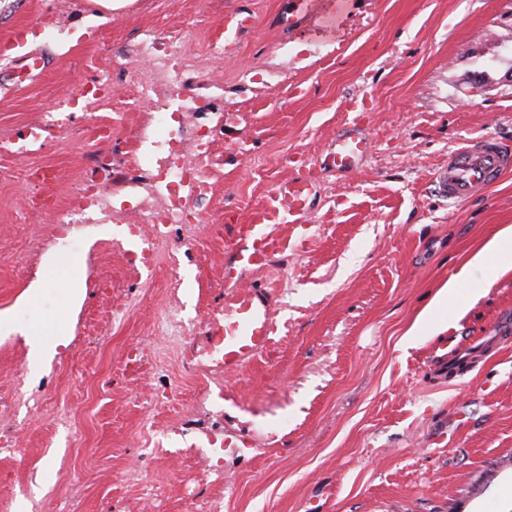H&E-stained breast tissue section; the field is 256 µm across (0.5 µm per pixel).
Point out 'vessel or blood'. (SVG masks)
<instances>
[{
  "mask_svg": "<svg viewBox=\"0 0 512 512\" xmlns=\"http://www.w3.org/2000/svg\"><path fill=\"white\" fill-rule=\"evenodd\" d=\"M369 152L366 131L337 137L323 164L344 172L357 171ZM512 170V150L497 138L484 136L464 143L448 156L435 174L439 193L449 202L461 203L485 190L503 173ZM316 196V182L309 177L288 178L268 192L248 217L234 210L224 212L230 236L226 247L222 283L224 293L218 312L224 318V373L232 376L272 347L276 333L275 285L255 281L272 259L295 251L298 240L282 235L285 227L306 224Z\"/></svg>",
  "mask_w": 512,
  "mask_h": 512,
  "instance_id": "vessel-or-blood-1",
  "label": "vessel or blood"
}]
</instances>
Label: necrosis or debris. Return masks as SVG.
<instances>
[{"mask_svg": "<svg viewBox=\"0 0 512 512\" xmlns=\"http://www.w3.org/2000/svg\"><path fill=\"white\" fill-rule=\"evenodd\" d=\"M83 68L89 80L60 98L57 111L41 115L22 133L0 142L2 178L31 148L65 139L73 113L88 112L96 119V135L81 156L80 179L65 195L67 201L55 211L52 223L28 243L27 274L35 276L44 259L69 253L74 270L86 272V287H98L97 273L85 269L84 244L121 251L110 230L134 223L138 235L151 238L152 262L167 265V303L159 328L185 338L184 371L212 376L214 386L207 398L220 403L224 344L208 334L202 343L193 341L195 327L185 325L178 311L181 262L166 246L176 233L184 251L192 252L201 232L202 207L213 201L223 176L224 155L218 147L224 132L221 86L193 63L181 32L163 39L150 27L142 28L134 55L109 67L89 56ZM117 82L125 88L119 101L112 96ZM116 112L128 119L125 139L136 142V152L123 150V139L113 137ZM53 395L50 383L28 387L19 372L0 385V457L23 458L26 441L19 413L41 414L50 408Z\"/></svg>", "mask_w": 512, "mask_h": 512, "instance_id": "obj_1", "label": "necrosis or debris"}]
</instances>
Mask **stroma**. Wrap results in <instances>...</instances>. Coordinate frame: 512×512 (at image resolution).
<instances>
[{
    "label": "stroma",
    "mask_w": 512,
    "mask_h": 512,
    "mask_svg": "<svg viewBox=\"0 0 512 512\" xmlns=\"http://www.w3.org/2000/svg\"><path fill=\"white\" fill-rule=\"evenodd\" d=\"M332 3L311 0L293 22L289 0H69L68 42L27 44L45 59L41 74L20 88L0 64V129L13 130L85 81L81 57L132 53L146 26L162 37L183 30L199 67L222 80L224 108L239 118L224 129L217 200L182 261L188 315L219 300L224 209L247 215L290 176L288 154L312 160L317 178L309 244L267 272L278 286L275 342L229 377L236 404L224 414L204 398L207 379L183 372L182 342L151 333L165 267L138 283L124 259L103 257L111 294L75 300L79 279L60 257L29 291L23 258L38 222L26 213L27 174L75 182L94 117L75 113L68 139L0 179V373L19 365L30 384L52 378L79 431L67 440L48 413L25 421L28 462L0 461V512H49L75 494L82 512H199L218 496L224 512H512V272L488 287L473 269L438 337L405 340L448 279L512 225V172L461 204L434 181L469 138L512 145V0H348L336 16ZM240 9L251 26L216 55L225 15ZM56 11L57 0H0V35ZM267 69L284 88L243 78ZM356 120L370 141L366 162L347 175L320 167ZM109 304L125 316L106 327ZM59 327L94 340L36 369L3 348L30 332L53 342ZM438 338L449 358L473 355L468 369L433 376ZM138 345L142 368L130 374L122 364ZM169 381V401L142 407ZM251 423L267 435L224 457L223 482L207 478V435Z\"/></svg>",
    "instance_id": "35a3bbf8"
}]
</instances>
